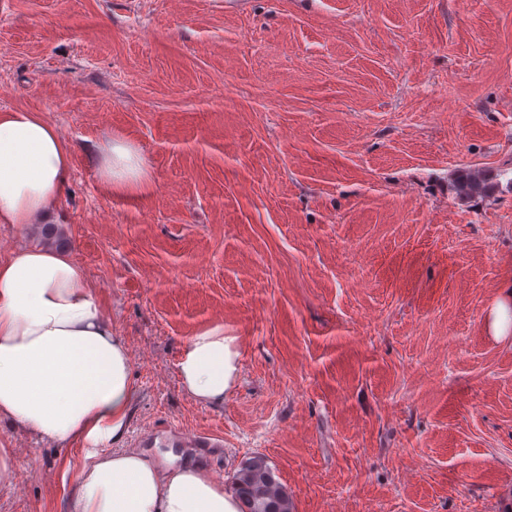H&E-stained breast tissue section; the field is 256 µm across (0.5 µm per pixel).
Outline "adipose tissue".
<instances>
[{
  "mask_svg": "<svg viewBox=\"0 0 512 512\" xmlns=\"http://www.w3.org/2000/svg\"><path fill=\"white\" fill-rule=\"evenodd\" d=\"M99 177L116 193L150 190L147 165L128 141L96 147ZM72 152L40 113L0 111V224H49ZM238 354L221 328L190 337L178 362L197 402L218 406ZM137 399L130 351L68 251L22 248L0 262V419L32 436L87 445L68 512H239L236 495L196 467L159 472L119 447Z\"/></svg>",
  "mask_w": 512,
  "mask_h": 512,
  "instance_id": "ef3b65f1",
  "label": "adipose tissue"
}]
</instances>
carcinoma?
Masks as SVG:
<instances>
[{"label": "carcinoma", "instance_id": "carcinoma-1", "mask_svg": "<svg viewBox=\"0 0 512 512\" xmlns=\"http://www.w3.org/2000/svg\"><path fill=\"white\" fill-rule=\"evenodd\" d=\"M458 190L466 196H480L490 186L478 179L465 177ZM234 493L244 506L242 512H291L287 490L275 478L268 459L256 454L249 457L234 477Z\"/></svg>", "mask_w": 512, "mask_h": 512}]
</instances>
